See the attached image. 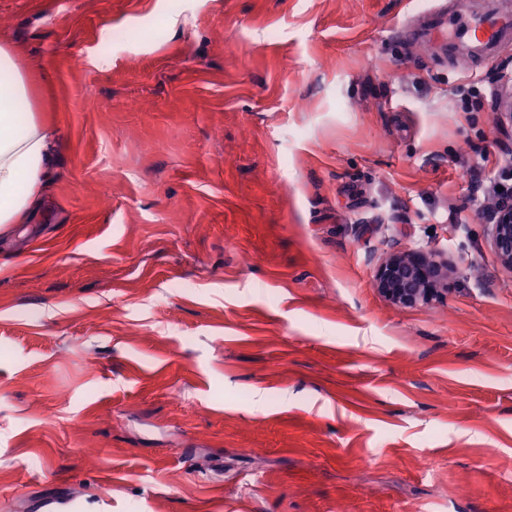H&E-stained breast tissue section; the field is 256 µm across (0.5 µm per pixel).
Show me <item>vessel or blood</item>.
I'll use <instances>...</instances> for the list:
<instances>
[{
  "instance_id": "1",
  "label": "vessel or blood",
  "mask_w": 512,
  "mask_h": 512,
  "mask_svg": "<svg viewBox=\"0 0 512 512\" xmlns=\"http://www.w3.org/2000/svg\"><path fill=\"white\" fill-rule=\"evenodd\" d=\"M400 43L430 42L450 55H463L488 63L512 47V13L486 0L477 11L465 4L446 11L430 8L420 21L397 35Z\"/></svg>"
}]
</instances>
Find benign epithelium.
Listing matches in <instances>:
<instances>
[{
  "label": "benign epithelium",
  "mask_w": 512,
  "mask_h": 512,
  "mask_svg": "<svg viewBox=\"0 0 512 512\" xmlns=\"http://www.w3.org/2000/svg\"><path fill=\"white\" fill-rule=\"evenodd\" d=\"M496 223L489 225V243L501 266L512 272V200L495 201ZM453 267L437 262L434 254L423 249H405L389 253L374 271V287L391 304L414 308L442 292Z\"/></svg>",
  "instance_id": "benign-epithelium-1"
}]
</instances>
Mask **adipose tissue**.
I'll return each mask as SVG.
<instances>
[{
    "instance_id": "ef3b65f1",
    "label": "adipose tissue",
    "mask_w": 512,
    "mask_h": 512,
    "mask_svg": "<svg viewBox=\"0 0 512 512\" xmlns=\"http://www.w3.org/2000/svg\"><path fill=\"white\" fill-rule=\"evenodd\" d=\"M26 76L0 45V227L19 223L35 204L50 158L52 133L21 112L29 101Z\"/></svg>"
}]
</instances>
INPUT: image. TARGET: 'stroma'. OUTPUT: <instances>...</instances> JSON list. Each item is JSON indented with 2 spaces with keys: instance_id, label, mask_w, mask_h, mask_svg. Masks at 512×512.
<instances>
[{
  "instance_id": "stroma-1",
  "label": "stroma",
  "mask_w": 512,
  "mask_h": 512,
  "mask_svg": "<svg viewBox=\"0 0 512 512\" xmlns=\"http://www.w3.org/2000/svg\"><path fill=\"white\" fill-rule=\"evenodd\" d=\"M439 2L0 0L55 133L0 231V512H512V102L456 96L512 50L399 46ZM414 246L455 273L399 308ZM491 206L498 215L495 224L490 206L483 210L489 221V243L501 266L512 272V200L494 201ZM453 267L434 259L432 252L405 249L389 253L374 271V287L394 306L414 308L428 303L447 288Z\"/></svg>"
}]
</instances>
